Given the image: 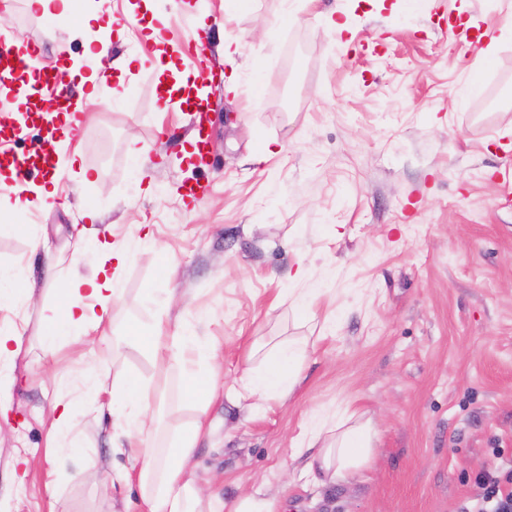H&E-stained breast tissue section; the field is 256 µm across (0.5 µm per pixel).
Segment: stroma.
<instances>
[{
    "instance_id": "obj_1",
    "label": "stroma",
    "mask_w": 512,
    "mask_h": 512,
    "mask_svg": "<svg viewBox=\"0 0 512 512\" xmlns=\"http://www.w3.org/2000/svg\"><path fill=\"white\" fill-rule=\"evenodd\" d=\"M337 7L350 24L340 40L322 18ZM93 12L114 20L109 60L132 64L84 103L62 147L61 202L11 211L4 199L25 184L0 180V272L24 271L30 291L0 305V332L22 337L0 409V512H142L143 457L196 417L179 368L137 343L114 354L77 330L44 359L45 309L67 279L96 273L105 242L132 254L108 335L179 327L200 337V367L218 357L193 459L213 497L260 487L283 512H462L482 493L478 473L512 467V201L494 178L512 168V39L489 64L474 45L512 21V0H72L66 25L10 0L0 37L35 42L43 67L94 69L81 26ZM144 18L176 76L222 77L208 162L184 156L197 122L163 107ZM228 43L240 47L231 63ZM83 169L94 180L80 182ZM198 183L205 194L188 198ZM50 256L62 260L52 280ZM301 265L318 298L296 321ZM303 337L287 399L227 398L245 364L261 365L253 345ZM129 374L165 390L146 412L147 443L110 411ZM59 403L73 407L78 447L51 442ZM345 411L371 416L379 441L361 477L319 483L308 470L318 446H293L313 415Z\"/></svg>"
}]
</instances>
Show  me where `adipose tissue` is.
Returning a JSON list of instances; mask_svg holds the SVG:
<instances>
[{"label": "adipose tissue", "mask_w": 512, "mask_h": 512, "mask_svg": "<svg viewBox=\"0 0 512 512\" xmlns=\"http://www.w3.org/2000/svg\"><path fill=\"white\" fill-rule=\"evenodd\" d=\"M119 278V273H108L102 267L93 277H73L60 289L59 301L44 316L46 355H54L57 340L70 335L72 329L95 331L109 320L112 306L120 299ZM90 298L99 305L98 314H89L86 301ZM138 342L162 360L181 366L185 396L199 410H206L217 384L212 373L187 368L186 353L194 347V338L179 332L168 335L159 329L139 336ZM306 349V342L297 340L285 347L269 349L261 370H244L233 396L259 400L288 396L298 381L300 360ZM150 398L137 377H127L119 393L112 397V413L124 422L130 433L149 435L145 410ZM203 424V418L199 417L190 426L177 430L172 447L141 468L138 478L144 512H275L273 498L260 489L231 502L206 495L191 465L194 443ZM308 437L321 442L319 467L328 481L337 483L360 475L372 456L378 432L372 421L351 415L337 418L331 425L313 424Z\"/></svg>", "instance_id": "obj_1"}]
</instances>
